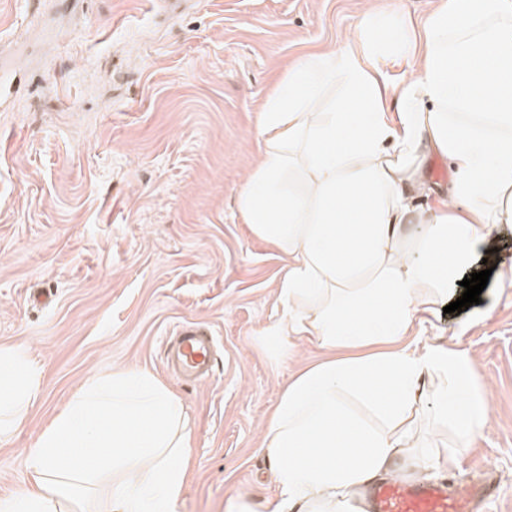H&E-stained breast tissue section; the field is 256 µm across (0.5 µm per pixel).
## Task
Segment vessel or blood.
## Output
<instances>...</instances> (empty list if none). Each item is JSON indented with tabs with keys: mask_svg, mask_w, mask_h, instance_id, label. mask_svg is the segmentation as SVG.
Listing matches in <instances>:
<instances>
[{
	"mask_svg": "<svg viewBox=\"0 0 512 512\" xmlns=\"http://www.w3.org/2000/svg\"><path fill=\"white\" fill-rule=\"evenodd\" d=\"M216 360L212 330L199 322L177 326L164 363L182 380L208 378ZM499 492L490 482L458 481L454 485L424 478L390 479L375 483L369 491L372 512H484L486 500Z\"/></svg>",
	"mask_w": 512,
	"mask_h": 512,
	"instance_id": "obj_1",
	"label": "vessel or blood"
}]
</instances>
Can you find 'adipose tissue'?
<instances>
[{"label": "adipose tissue", "mask_w": 512, "mask_h": 512, "mask_svg": "<svg viewBox=\"0 0 512 512\" xmlns=\"http://www.w3.org/2000/svg\"><path fill=\"white\" fill-rule=\"evenodd\" d=\"M408 54L415 71L388 83L390 56ZM334 82L346 97L316 111ZM258 137L264 157L238 209L288 256L268 334L325 352L290 380L262 431L280 496L272 512H360L359 490L396 457L419 456L420 423L454 420L453 467L489 421L466 351L418 345L410 332L462 295L492 232L512 227V0H441L415 26L366 15L345 47L289 68ZM433 154L448 161V194L419 210ZM41 379L27 354L0 348V442L21 428ZM192 438L182 401L152 374L98 377L42 434L32 486L0 512H94L77 492L107 475L114 512H176Z\"/></svg>", "instance_id": "1"}]
</instances>
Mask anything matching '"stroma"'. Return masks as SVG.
<instances>
[{
	"label": "stroma",
	"instance_id": "stroma-1",
	"mask_svg": "<svg viewBox=\"0 0 512 512\" xmlns=\"http://www.w3.org/2000/svg\"><path fill=\"white\" fill-rule=\"evenodd\" d=\"M0 0V347L27 353L42 387L0 444V501L89 379L143 370L184 403L191 467L178 512H265L278 490L261 450L289 380L322 351L269 342L288 258L244 224L238 196L260 159L257 125L289 67L341 45L367 11L420 19L434 0ZM480 304L416 321V341L457 344L485 384L489 422L454 469L438 425L404 477L471 480L489 468L512 512V280ZM204 321L218 353L201 385L167 374L172 327Z\"/></svg>",
	"mask_w": 512,
	"mask_h": 512
}]
</instances>
